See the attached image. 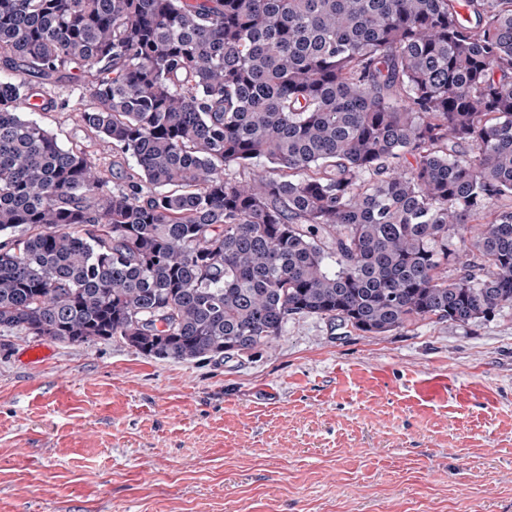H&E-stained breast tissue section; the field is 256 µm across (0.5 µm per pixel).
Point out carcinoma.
<instances>
[{"label": "carcinoma", "mask_w": 512, "mask_h": 512, "mask_svg": "<svg viewBox=\"0 0 512 512\" xmlns=\"http://www.w3.org/2000/svg\"><path fill=\"white\" fill-rule=\"evenodd\" d=\"M64 78L139 180L21 117ZM509 306L512 0H0V333L193 361Z\"/></svg>", "instance_id": "1"}]
</instances>
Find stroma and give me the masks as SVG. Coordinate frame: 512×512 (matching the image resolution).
<instances>
[{"instance_id":"stroma-1","label":"stroma","mask_w":512,"mask_h":512,"mask_svg":"<svg viewBox=\"0 0 512 512\" xmlns=\"http://www.w3.org/2000/svg\"><path fill=\"white\" fill-rule=\"evenodd\" d=\"M51 93L62 147L138 174L78 123L88 86ZM0 512H512V308L380 336L296 315L200 362L0 335Z\"/></svg>"}]
</instances>
